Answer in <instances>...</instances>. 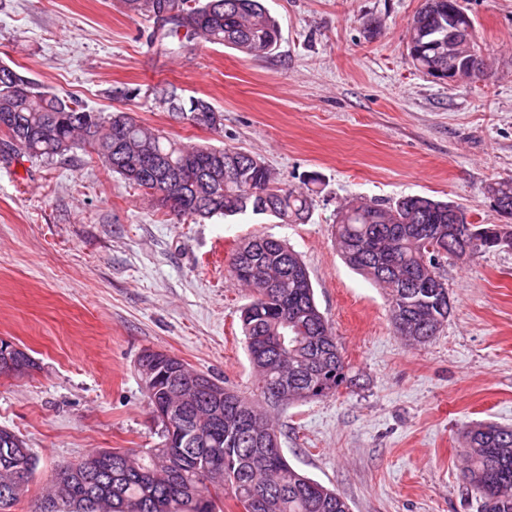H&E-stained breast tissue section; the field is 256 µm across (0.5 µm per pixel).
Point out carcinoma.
<instances>
[{
    "label": "carcinoma",
    "instance_id": "carcinoma-1",
    "mask_svg": "<svg viewBox=\"0 0 512 512\" xmlns=\"http://www.w3.org/2000/svg\"><path fill=\"white\" fill-rule=\"evenodd\" d=\"M432 8L408 22L413 65L431 75L448 70V9L458 0H431ZM130 12L153 21L155 40H203L253 58L276 50L281 31L264 0H125ZM156 106L189 125L221 132L224 115L203 96L172 87ZM91 149L107 169L155 198L176 216L194 221L252 212L283 222L308 221L312 198L286 187L256 157L234 148L187 145L142 126L131 113L94 112L77 99L52 92L0 62V156L62 159ZM497 211L512 217V179L488 185ZM474 252L493 249L492 227H469ZM336 245L345 261L390 296V319L405 340L423 343L448 321L452 302L441 260L462 240L448 236V202L404 195L384 205L351 201L336 213ZM231 275L255 289L240 319L258 401L224 388L217 400L205 386L173 382L187 365L173 356L170 377L155 385L149 405L169 404L196 421L199 439L220 453L200 458L186 446L104 448L61 465L53 499L35 512H224L231 496L244 512H350L348 502L295 468L274 442L271 412L293 402L328 397L352 382L336 336L318 309L308 271L284 241L258 236L233 255ZM0 489L20 490L0 512H11L37 468L26 442L3 440ZM465 477L482 499L483 512H512V428L478 423L463 432Z\"/></svg>",
    "mask_w": 512,
    "mask_h": 512
}]
</instances>
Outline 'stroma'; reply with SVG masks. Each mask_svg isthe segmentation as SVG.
Returning <instances> with one entry per match:
<instances>
[{
	"label": "stroma",
	"mask_w": 512,
	"mask_h": 512,
	"mask_svg": "<svg viewBox=\"0 0 512 512\" xmlns=\"http://www.w3.org/2000/svg\"><path fill=\"white\" fill-rule=\"evenodd\" d=\"M487 59L454 83L416 69L407 24L422 0H266L275 52L151 41L123 0H0V62L92 110L135 113L185 143L234 147L286 185L311 218H179L84 151L0 159V338L37 368L0 375V425L38 460L13 512H34L61 464L160 440L136 363L147 349L255 394L239 326L251 289L232 278L240 241L271 235L305 263L316 302L356 376L332 397L276 412L288 461L352 512H482L464 478L462 432L512 426V250L448 259L453 311L431 341L390 322L389 296L336 247L338 208L419 194L502 224L487 185L512 178V0H459ZM204 96L224 130L202 131L146 101L156 86ZM143 91L126 101L113 89Z\"/></svg>",
	"instance_id": "1"
}]
</instances>
